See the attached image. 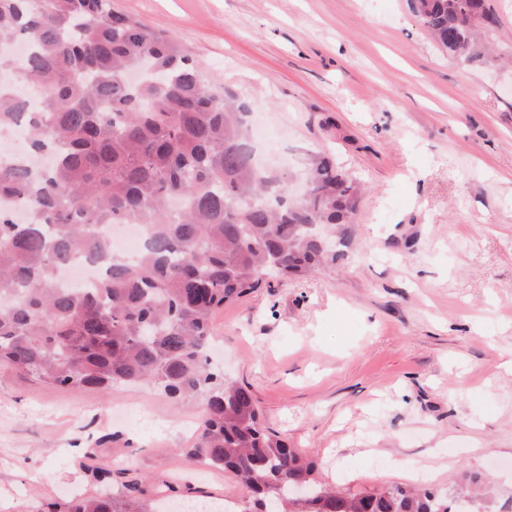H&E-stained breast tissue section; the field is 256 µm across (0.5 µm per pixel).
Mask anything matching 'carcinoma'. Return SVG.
<instances>
[{"label": "carcinoma", "instance_id": "1", "mask_svg": "<svg viewBox=\"0 0 512 512\" xmlns=\"http://www.w3.org/2000/svg\"><path fill=\"white\" fill-rule=\"evenodd\" d=\"M435 42L473 61L481 28L497 24L485 0H411ZM32 40L0 69L38 86L26 130L35 152L58 163L34 187L22 162L0 165V197L20 196L31 220L0 206V365L74 390L150 384L172 398L201 396L203 411L184 454L231 472L247 496L232 512H458L430 487L391 484L351 493L322 484L313 462L267 428L248 389L224 378L205 354L212 316L260 286L262 277L333 271L345 259L362 187L324 153L308 158V194L292 195L286 170L253 162L249 106L205 78L172 33L112 10L110 0H0V48ZM143 66L141 82H127ZM20 113L0 83V126ZM178 199V212L168 208ZM148 227L138 257L112 261L106 229ZM84 253L107 262L98 285L58 286L61 268ZM311 485L320 508H286L288 486ZM75 496L43 512H147L142 490Z\"/></svg>", "mask_w": 512, "mask_h": 512}]
</instances>
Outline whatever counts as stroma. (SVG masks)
Here are the masks:
<instances>
[{
	"label": "stroma",
	"instance_id": "obj_1",
	"mask_svg": "<svg viewBox=\"0 0 512 512\" xmlns=\"http://www.w3.org/2000/svg\"><path fill=\"white\" fill-rule=\"evenodd\" d=\"M488 5L492 53L466 64L410 0H112L259 113L282 165L329 153L365 188L335 271L260 285L212 318L265 425L354 493L445 492L479 472L512 496V0ZM200 418L149 386L0 367V512L97 493L88 450L148 501L239 500L231 473L183 453Z\"/></svg>",
	"mask_w": 512,
	"mask_h": 512
}]
</instances>
